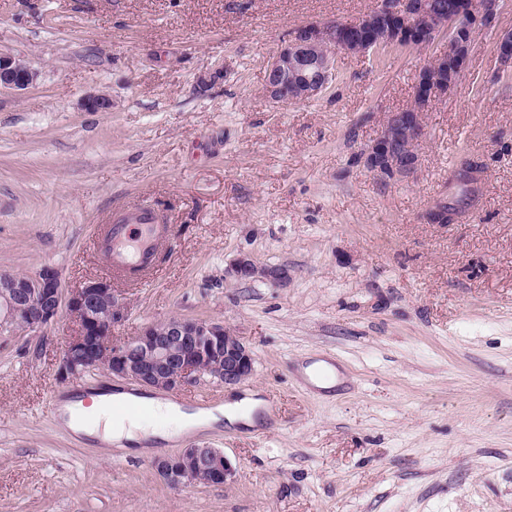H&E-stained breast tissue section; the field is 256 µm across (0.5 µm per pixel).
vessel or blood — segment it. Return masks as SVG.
I'll return each instance as SVG.
<instances>
[{
  "label": "vessel or blood",
  "instance_id": "vessel-or-blood-1",
  "mask_svg": "<svg viewBox=\"0 0 512 512\" xmlns=\"http://www.w3.org/2000/svg\"><path fill=\"white\" fill-rule=\"evenodd\" d=\"M167 240V229L158 224L154 211L141 208L119 210L98 242L117 274L146 272Z\"/></svg>",
  "mask_w": 512,
  "mask_h": 512
}]
</instances>
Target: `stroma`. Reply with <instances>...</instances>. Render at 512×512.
I'll return each instance as SVG.
<instances>
[{
	"mask_svg": "<svg viewBox=\"0 0 512 512\" xmlns=\"http://www.w3.org/2000/svg\"><path fill=\"white\" fill-rule=\"evenodd\" d=\"M374 0H0V54L36 71L0 92V272L103 279L125 304L117 338L172 316L224 323L255 374L164 398L273 399L256 428L168 442L223 449L228 487L175 489L155 455L78 439L50 403L103 371L60 379L77 324L0 336V512H512V73L477 37L456 86L423 114L413 174L359 163L387 112L413 101L429 50L340 55L319 97L282 105L268 62L296 27L353 20ZM108 112L81 106L90 93ZM484 172L470 220L431 224ZM149 206L171 228L145 283L113 276L92 228ZM247 252L286 285L229 275ZM336 368L329 390L303 370Z\"/></svg>",
	"mask_w": 512,
	"mask_h": 512,
	"instance_id": "35a3bbf8",
	"label": "stroma"
}]
</instances>
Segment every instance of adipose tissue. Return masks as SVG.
Instances as JSON below:
<instances>
[{"instance_id":"ef3b65f1","label":"adipose tissue","mask_w":512,"mask_h":512,"mask_svg":"<svg viewBox=\"0 0 512 512\" xmlns=\"http://www.w3.org/2000/svg\"><path fill=\"white\" fill-rule=\"evenodd\" d=\"M131 401L143 406V416L123 419L113 414V405ZM261 406V399L253 392L223 405L193 408L148 394L134 395L103 387L84 389L71 395L61 404L60 419L72 434L101 438L131 449L151 437L168 439L223 423L231 428H253L259 424L257 415Z\"/></svg>"}]
</instances>
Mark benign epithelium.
I'll return each mask as SVG.
<instances>
[{
	"mask_svg": "<svg viewBox=\"0 0 512 512\" xmlns=\"http://www.w3.org/2000/svg\"><path fill=\"white\" fill-rule=\"evenodd\" d=\"M503 0H375L374 6L351 23L312 21L299 26L268 63L264 89L283 104L312 99L325 91L336 70V56L364 55L374 47L368 31L378 18L391 27L379 40L400 49L428 48L445 41V48L428 58L416 82L418 111L389 112L376 137L363 149L366 170L381 180L402 178L417 166L405 149L406 141L424 137L422 111L453 88L478 35L493 40L501 63L512 67V31L499 20ZM451 62L456 77L448 84L435 76L437 67ZM36 73L19 59L0 55V91L28 88ZM89 112H109L112 99L94 94L84 100ZM232 275L241 282L288 281L285 266L260 265L247 254L238 255ZM69 312L77 330L63 352L58 373L75 378L104 369L142 386L175 390L208 377L226 387L254 375V355L224 323L171 317L145 325L128 339H117L114 328L123 319L124 303L105 280H92L74 289L64 287L58 269L45 265L34 275L0 272V335L36 332L51 325L61 311ZM168 486L195 484L227 487L237 467L220 448L188 447L154 463Z\"/></svg>",
	"mask_w": 512,
	"mask_h": 512,
	"instance_id": "7a95c632",
	"label": "benign epithelium"
}]
</instances>
